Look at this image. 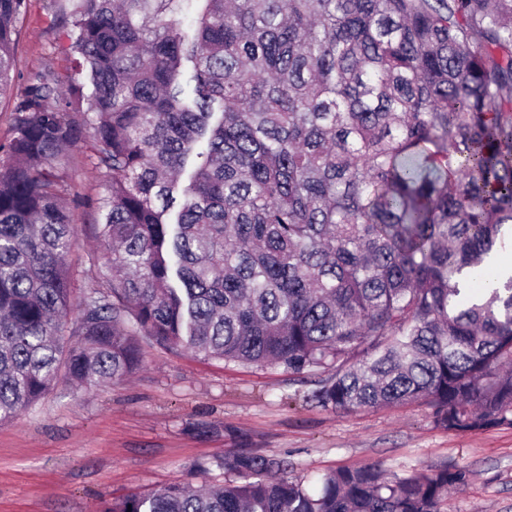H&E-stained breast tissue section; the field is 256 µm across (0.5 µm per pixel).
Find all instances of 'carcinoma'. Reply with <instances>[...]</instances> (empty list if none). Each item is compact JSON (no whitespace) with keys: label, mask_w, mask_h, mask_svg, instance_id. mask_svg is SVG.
<instances>
[{"label":"carcinoma","mask_w":512,"mask_h":512,"mask_svg":"<svg viewBox=\"0 0 512 512\" xmlns=\"http://www.w3.org/2000/svg\"><path fill=\"white\" fill-rule=\"evenodd\" d=\"M27 9L0 0V423L61 369L132 376L147 339L314 375L327 410L512 427V274L465 288L512 224V0H75L64 77L18 70ZM86 143L111 178L106 287L67 331L57 164ZM220 466L238 480L100 512H440L470 477L374 463L310 489L283 455Z\"/></svg>","instance_id":"1"}]
</instances>
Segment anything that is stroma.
Instances as JSON below:
<instances>
[{"label": "stroma", "mask_w": 512, "mask_h": 512, "mask_svg": "<svg viewBox=\"0 0 512 512\" xmlns=\"http://www.w3.org/2000/svg\"><path fill=\"white\" fill-rule=\"evenodd\" d=\"M57 0H29L17 46L23 72L51 64L66 74ZM64 201L78 227L69 256L71 305L101 284L95 201L107 184L91 148L62 169ZM312 385L280 367L204 360L144 343L141 369L94 390L58 381L16 420L0 424V512H98L133 492L171 483L221 484L224 455H288L292 479L372 463L390 472L464 465L468 485L442 512H512V427L447 430L423 402L351 413L309 402Z\"/></svg>", "instance_id": "obj_1"}]
</instances>
